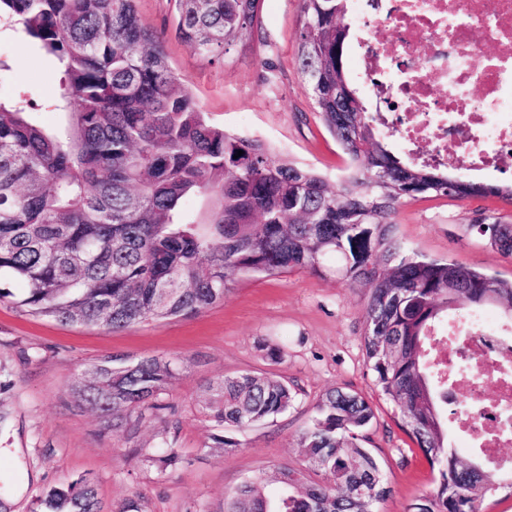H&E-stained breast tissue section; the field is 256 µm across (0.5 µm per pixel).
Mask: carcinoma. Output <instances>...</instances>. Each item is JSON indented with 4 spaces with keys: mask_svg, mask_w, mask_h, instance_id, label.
<instances>
[{
    "mask_svg": "<svg viewBox=\"0 0 512 512\" xmlns=\"http://www.w3.org/2000/svg\"><path fill=\"white\" fill-rule=\"evenodd\" d=\"M261 2L174 0L176 33L222 64L229 47L253 40ZM301 4L299 69L349 160L337 188L210 122L136 0H0V29L40 47L61 72L50 98L0 99V301L122 329L197 314L243 275L319 273L335 257L350 287L369 289L363 355L373 384L433 473L407 512H484L486 500L512 498V483L475 472L449 448L448 380L431 364L432 329L484 304L512 315V281L405 250L395 215L418 198L512 205V184L456 179L394 154L344 66L349 0ZM35 112L64 113L67 125L50 132ZM467 229L512 256V224L480 214ZM178 375L166 356L105 358L74 380L75 408L130 425L166 409L161 395ZM204 394L218 430L212 447L226 456L240 443L224 428L272 422L295 402L287 384L252 372L214 380ZM375 418L359 393L328 391L299 438L301 466L241 484L224 512H376L390 489L362 445ZM39 502L42 512L100 509L88 477Z\"/></svg>",
    "mask_w": 512,
    "mask_h": 512,
    "instance_id": "carcinoma-1",
    "label": "carcinoma"
}]
</instances>
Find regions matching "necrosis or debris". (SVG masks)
<instances>
[{"label":"necrosis or debris","instance_id":"obj_1","mask_svg":"<svg viewBox=\"0 0 512 512\" xmlns=\"http://www.w3.org/2000/svg\"><path fill=\"white\" fill-rule=\"evenodd\" d=\"M357 71L383 130L408 158L472 174L512 166V0H352ZM436 362L451 385L468 387L475 409L457 432L498 458L505 439L496 409L512 404V337L492 315L448 323Z\"/></svg>","mask_w":512,"mask_h":512}]
</instances>
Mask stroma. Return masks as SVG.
I'll list each match as a JSON object with an SVG mask.
<instances>
[{
  "label": "stroma",
  "mask_w": 512,
  "mask_h": 512,
  "mask_svg": "<svg viewBox=\"0 0 512 512\" xmlns=\"http://www.w3.org/2000/svg\"><path fill=\"white\" fill-rule=\"evenodd\" d=\"M143 22L167 29L170 65L192 87L211 119L232 133L262 141L279 159L339 184L348 158L316 111L299 72L300 0H263L252 43L235 46L223 64L197 60L172 34L169 0H137ZM0 54L11 60L0 74V95L24 89L36 97L56 94L59 74L50 56L4 33ZM512 222V206L496 197L432 198L405 203L395 221L408 247L429 257L481 269L512 280V257L468 232L477 211ZM364 290L352 288L327 261L323 274L307 270L242 276L223 302L197 315L152 321L120 330L63 325L0 302V501L13 512H38L47 490L92 478L104 512L130 499L146 512H222L224 499L243 481L301 461L299 435L327 391L361 393L377 404L368 431L391 494L378 512H405L431 482L420 453L396 426L391 406L379 402L364 363ZM282 343L271 359L267 347ZM164 355L182 367L162 396L166 410L136 428H104L95 413L71 406V381L97 359ZM244 372H270L296 392L275 421L235 431L240 446L229 456L211 447L216 428L200 394L210 381ZM170 445L182 462L166 471L144 462Z\"/></svg>",
  "instance_id": "obj_1"
}]
</instances>
